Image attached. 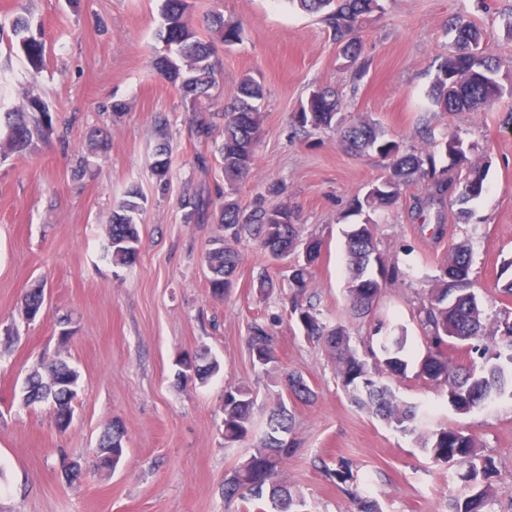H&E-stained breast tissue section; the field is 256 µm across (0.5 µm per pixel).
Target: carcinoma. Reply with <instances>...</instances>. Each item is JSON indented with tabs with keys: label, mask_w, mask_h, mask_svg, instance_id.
Returning <instances> with one entry per match:
<instances>
[{
	"label": "carcinoma",
	"mask_w": 512,
	"mask_h": 512,
	"mask_svg": "<svg viewBox=\"0 0 512 512\" xmlns=\"http://www.w3.org/2000/svg\"><path fill=\"white\" fill-rule=\"evenodd\" d=\"M164 0L162 24L158 36L169 55L156 62L157 68L175 85L182 98L196 109L201 98L218 83L216 65L209 45L197 38L185 15ZM304 12L325 13L340 54L348 62L359 55V33L369 18L385 10V0H288ZM456 49L439 65L427 97L439 111L465 112L490 107L506 95L512 97V82L504 81L500 65L484 54V35L463 16L455 19ZM12 35L32 66L41 65L43 42L30 33V25L17 19ZM264 88L254 77H243L235 103L222 112H213L198 120L194 136L208 142L217 129L223 138L217 147L224 172V203L217 215L221 235L204 256L210 273L212 295L222 299L233 288L240 256L234 244L253 239L258 247L277 259L297 255L290 265L288 288L289 317L302 328L311 342L322 343L336 363V377L352 399L395 433L413 441L416 447L436 462L461 466L459 474L464 494L454 501L453 512H489L494 462L480 454L474 436L458 428L424 427L425 409L402 401L393 382L406 377L410 363H415L416 377L433 386L444 401L460 414L484 409L503 399L512 400V319L490 320L485 300L473 288L470 269L473 247L467 241L454 245L431 277L417 307L413 310L422 336L424 353L412 361L407 331L398 326L378 337V346H365L364 352L351 344L348 328L326 324L319 310L306 298L312 269L318 261L323 242L316 236L302 237L293 210L284 206L269 209L257 199L251 207H242L233 192L234 185L247 176L255 162L260 140L262 115L259 102ZM342 103L332 91L313 89L296 112L294 125L305 129L333 128L347 149L355 153L373 152L385 161L384 173L370 182L362 195L351 200L345 217L361 218L348 224L345 231L346 264L349 272L346 292L355 312L364 315L373 310L384 289L405 280L409 269L385 262L377 248L374 215L396 205L404 189L421 181L425 192L413 197L412 212L426 217L433 206L456 207V217L466 220L470 204L487 190L486 168L470 162L464 141L456 134L437 146L433 142L419 150H408L386 137L381 126L370 119L345 125ZM7 132L0 137V157L5 158L34 146L52 130V117L41 97L30 94L17 111L0 112V125ZM155 153L165 156L151 166L157 180L166 182L170 170L168 145L160 143ZM144 197L132 186L112 210L108 224L107 255L116 267L136 261L140 245L138 216ZM211 199L204 195L182 200L185 221L199 223L209 217ZM44 302V288L38 284L24 297V309L39 310ZM280 315L271 314L254 321L248 328V350L253 367L267 371L278 364L273 330ZM461 344L478 355L466 367L453 364L448 349ZM79 375L65 359L57 357L42 362L30 375L33 402L48 404L57 429L65 431L73 417L72 386ZM289 400L308 402L314 392L304 377L289 372L284 377ZM257 395L248 385L229 386L224 390V447L233 448L252 438ZM294 418L286 400L279 395L267 410L265 429L253 451L244 455L224 479V501L234 499L254 504L255 512H306L305 501L292 495L282 474L292 456ZM125 429L118 421L110 423L99 437L95 451L101 470L109 463L120 464L127 448ZM336 485H354L351 497L357 512H381L377 500L369 496L367 484L356 483L350 463L342 461L330 474Z\"/></svg>",
	"instance_id": "obj_1"
}]
</instances>
